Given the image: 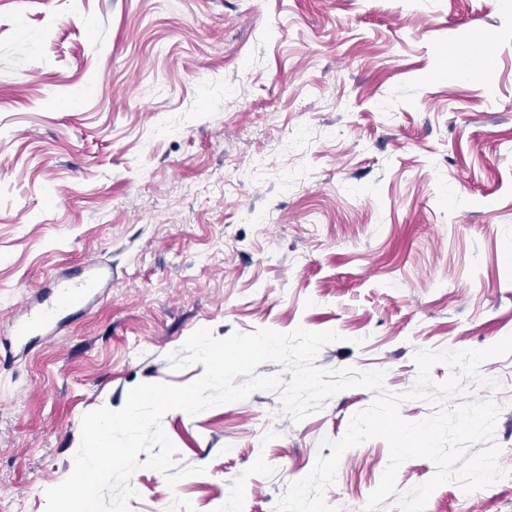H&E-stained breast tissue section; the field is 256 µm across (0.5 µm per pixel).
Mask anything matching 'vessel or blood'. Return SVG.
I'll return each mask as SVG.
<instances>
[{"label":"vessel or blood","mask_w":512,"mask_h":512,"mask_svg":"<svg viewBox=\"0 0 512 512\" xmlns=\"http://www.w3.org/2000/svg\"><path fill=\"white\" fill-rule=\"evenodd\" d=\"M112 283V267L91 264L78 273L52 279L54 291L39 304H25L14 315L11 334L17 349H25L30 336L56 335L66 321L78 315L96 297L101 288Z\"/></svg>","instance_id":"obj_1"}]
</instances>
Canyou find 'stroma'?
<instances>
[{
	"label": "stroma",
	"instance_id": "obj_1",
	"mask_svg": "<svg viewBox=\"0 0 512 512\" xmlns=\"http://www.w3.org/2000/svg\"><path fill=\"white\" fill-rule=\"evenodd\" d=\"M491 76L453 77L473 31ZM77 107L62 110L61 102ZM112 285L58 335L0 360V512H45L83 416L144 382L187 385L169 356L200 328L332 330L315 366L411 390L417 352L512 334V11L496 0H0V336L58 270ZM465 380L500 408L504 475L454 482L425 512H512V355ZM374 391L294 421L278 390L162 428L168 487L145 465L129 512H275L322 438ZM348 449L324 492L363 512L389 463Z\"/></svg>",
	"mask_w": 512,
	"mask_h": 512
}]
</instances>
